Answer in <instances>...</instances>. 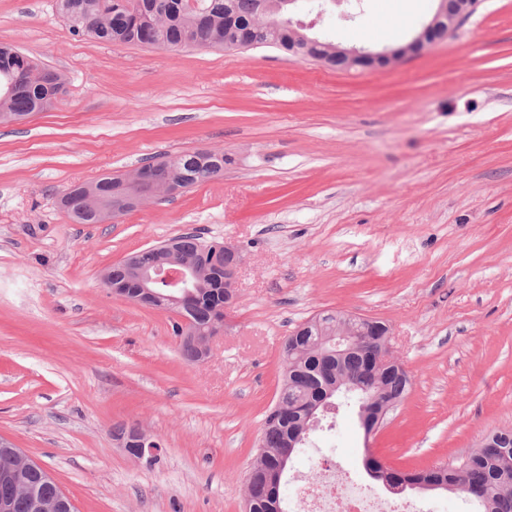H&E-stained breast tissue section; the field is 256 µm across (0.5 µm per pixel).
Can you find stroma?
<instances>
[{
    "label": "stroma",
    "mask_w": 512,
    "mask_h": 512,
    "mask_svg": "<svg viewBox=\"0 0 512 512\" xmlns=\"http://www.w3.org/2000/svg\"><path fill=\"white\" fill-rule=\"evenodd\" d=\"M328 9L315 35L407 43L435 0ZM64 74L46 112L0 126V440L78 512H244L245 475L281 382V347L325 310L384 321L411 388L372 435L356 411L288 465L284 503L332 459L412 471L512 429V0L383 69L273 48L167 50L72 34L55 0H0V43ZM221 150L223 178L106 224H76L72 184L150 157ZM200 232L243 255L208 359L170 313L113 295L105 269ZM161 443L149 467L116 426Z\"/></svg>",
    "instance_id": "obj_1"
}]
</instances>
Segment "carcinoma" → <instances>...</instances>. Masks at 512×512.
<instances>
[{
    "label": "carcinoma",
    "instance_id": "carcinoma-1",
    "mask_svg": "<svg viewBox=\"0 0 512 512\" xmlns=\"http://www.w3.org/2000/svg\"><path fill=\"white\" fill-rule=\"evenodd\" d=\"M58 13L79 37L111 44H133L169 50L197 47L222 48L227 43L248 40L253 47H275L292 51L294 41L284 12L277 0H198L188 9L183 0H56ZM66 84L63 74L42 66L35 59L14 55V47L0 44V124L52 108ZM160 170H170L179 186H193L224 176V152L195 151L157 162ZM112 197V178L78 183L66 189L60 205L77 224L103 223L102 210ZM165 246L178 258L194 262L200 269H214L222 276L224 267L237 257L224 253V246L206 242L194 233L181 234ZM112 284L122 287L119 295L136 300L135 272L127 262L110 267ZM215 286L205 287L185 300L181 316L198 335L210 331L218 318L212 298ZM173 323L180 338L183 358L194 361L197 348L185 340V328ZM336 332V311L326 310L298 326L287 336L281 354L279 409L271 408L265 417L262 447L254 458L246 481L253 512H285L281 485L290 458L288 443L295 449L309 442L316 427L311 415L320 414V403L356 397L359 391L346 387L361 385L374 397L378 411L404 399L410 378L404 371H385L377 375L368 367V354L359 347L335 357L331 342ZM365 465L375 470V480L398 485L425 482L436 490L458 494L477 501L481 512H512V429L487 436L461 465L453 468L435 463L415 473L384 468L367 457Z\"/></svg>",
    "mask_w": 512,
    "mask_h": 512
}]
</instances>
